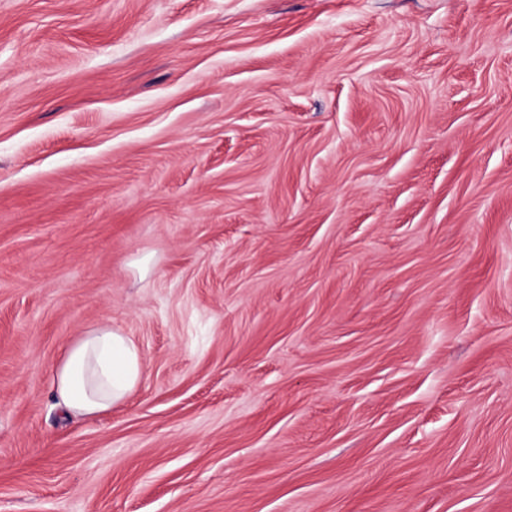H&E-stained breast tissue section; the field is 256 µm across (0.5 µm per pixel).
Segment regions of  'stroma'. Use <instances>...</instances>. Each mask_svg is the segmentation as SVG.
Instances as JSON below:
<instances>
[{"label":"stroma","mask_w":512,"mask_h":512,"mask_svg":"<svg viewBox=\"0 0 512 512\" xmlns=\"http://www.w3.org/2000/svg\"><path fill=\"white\" fill-rule=\"evenodd\" d=\"M0 512H512V0H0ZM142 376L135 342L112 326H98L68 347L56 376L58 404L73 415H97L122 403Z\"/></svg>","instance_id":"35a3bbf8"}]
</instances>
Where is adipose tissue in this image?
<instances>
[{
  "instance_id": "1",
  "label": "adipose tissue",
  "mask_w": 512,
  "mask_h": 512,
  "mask_svg": "<svg viewBox=\"0 0 512 512\" xmlns=\"http://www.w3.org/2000/svg\"><path fill=\"white\" fill-rule=\"evenodd\" d=\"M142 376L135 342L111 326H98L68 347L56 376L58 403L74 415H97L122 403Z\"/></svg>"
}]
</instances>
